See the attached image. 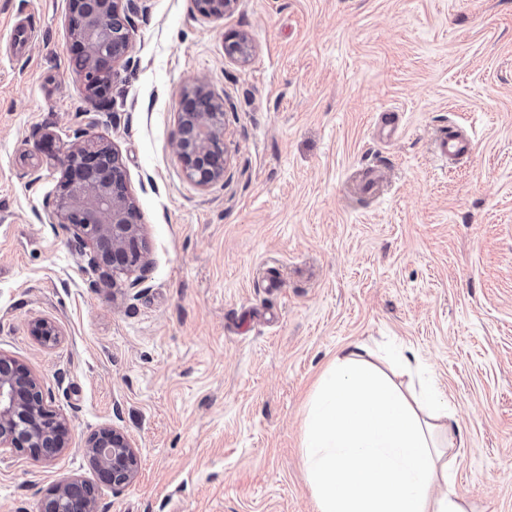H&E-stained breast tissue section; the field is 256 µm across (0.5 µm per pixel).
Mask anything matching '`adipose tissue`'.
<instances>
[{
  "label": "adipose tissue",
  "instance_id": "1",
  "mask_svg": "<svg viewBox=\"0 0 512 512\" xmlns=\"http://www.w3.org/2000/svg\"><path fill=\"white\" fill-rule=\"evenodd\" d=\"M437 420L455 439L453 410L434 386L414 408L361 345L340 350L305 423L303 464L318 512H464L455 490L435 493L448 476Z\"/></svg>",
  "mask_w": 512,
  "mask_h": 512
}]
</instances>
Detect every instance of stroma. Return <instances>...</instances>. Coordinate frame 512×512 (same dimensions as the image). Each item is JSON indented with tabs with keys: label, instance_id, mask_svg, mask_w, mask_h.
Returning a JSON list of instances; mask_svg holds the SVG:
<instances>
[{
	"label": "stroma",
	"instance_id": "obj_1",
	"mask_svg": "<svg viewBox=\"0 0 512 512\" xmlns=\"http://www.w3.org/2000/svg\"><path fill=\"white\" fill-rule=\"evenodd\" d=\"M111 110L79 89L67 0H0V351L70 422L52 461L0 457V512L98 483V512H317L305 414L337 352L402 389L403 347L455 408L465 512H512V0H146ZM247 35L248 63L224 54ZM224 99L231 165L201 190L173 152L182 89ZM392 112L399 129L379 124ZM93 128L125 167L151 271L99 282L43 215L59 174L34 147ZM459 127L471 156L437 149ZM384 178L365 193L367 166ZM53 322L56 344L30 333ZM138 448L128 486L83 452ZM194 3L200 14L221 19L236 9L238 0H194ZM83 452L94 464L98 476L112 489L129 485L137 475L140 455L128 437L119 429L105 425L86 439Z\"/></svg>",
	"mask_w": 512,
	"mask_h": 512
}]
</instances>
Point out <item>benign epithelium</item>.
I'll use <instances>...</instances> for the list:
<instances>
[{"mask_svg": "<svg viewBox=\"0 0 512 512\" xmlns=\"http://www.w3.org/2000/svg\"><path fill=\"white\" fill-rule=\"evenodd\" d=\"M139 0H68V25L80 63L85 95L112 100L116 66L130 52V14ZM198 12L222 19L236 9L238 0H194ZM225 55L246 63L252 55L249 38L224 40ZM55 134L45 128L35 145L51 150L60 177L47 219L73 231L80 252L90 249L88 263L105 281L117 286V276L146 277L142 225L132 213L124 166L112 144L90 130L76 134L64 149H53ZM174 153L185 177L206 189L224 180L231 158L224 144V99L206 81L197 79L181 94L177 112ZM31 335L43 345L57 342L59 331L46 319L30 325ZM68 418L46 401L41 382L15 357L0 352V453L26 452L35 461H46L67 447ZM83 452L106 485L119 490L137 475L140 455L119 429L105 425L86 439ZM98 489L71 478L43 498L41 512H97Z\"/></svg>", "mask_w": 512, "mask_h": 512, "instance_id": "7a95c632", "label": "benign epithelium"}]
</instances>
